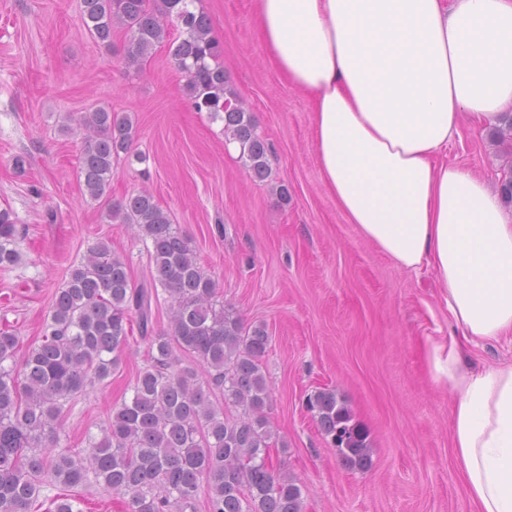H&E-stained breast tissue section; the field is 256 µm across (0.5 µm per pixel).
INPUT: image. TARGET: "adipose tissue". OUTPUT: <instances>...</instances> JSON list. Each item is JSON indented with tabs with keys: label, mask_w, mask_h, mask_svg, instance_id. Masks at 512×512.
<instances>
[{
	"label": "adipose tissue",
	"mask_w": 512,
	"mask_h": 512,
	"mask_svg": "<svg viewBox=\"0 0 512 512\" xmlns=\"http://www.w3.org/2000/svg\"><path fill=\"white\" fill-rule=\"evenodd\" d=\"M271 61L311 97L323 184L396 267L434 273L456 336L428 343L477 512H512V364L462 347L512 334V215L446 162L461 119L512 110V0H257Z\"/></svg>",
	"instance_id": "adipose-tissue-1"
}]
</instances>
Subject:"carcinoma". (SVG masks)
Returning <instances> with one entry per match:
<instances>
[{"instance_id": "cac0c4a2", "label": "carcinoma", "mask_w": 512, "mask_h": 512, "mask_svg": "<svg viewBox=\"0 0 512 512\" xmlns=\"http://www.w3.org/2000/svg\"><path fill=\"white\" fill-rule=\"evenodd\" d=\"M195 0H81L92 38L112 46L124 31L121 54L140 69L158 46L167 47L185 74L192 109L224 121V137L240 148L254 179L268 177L267 145L228 85L218 63L222 48L208 17L191 10ZM182 25L176 38L166 19ZM84 131L80 177L97 201L112 179L113 162L128 155L137 129L128 114L97 107L78 117ZM107 217L138 228L147 243L150 277L136 286L127 263L109 243L91 247L59 288L42 325L41 344L21 364L4 362L19 337L0 329V512H82L78 498L48 487L102 484L127 498L129 512H197L206 483L208 512H303L301 488L277 469L267 417L270 392L261 371L269 345L265 325L247 326L224 304L218 283L201 267L170 214L142 190L106 205ZM21 229L0 210V267L19 260ZM168 294L170 332L154 331L152 304ZM148 343L147 368L132 396L112 405L102 436L76 458L62 448L59 430L67 402L103 381L129 345L131 320ZM189 355L207 375L181 366ZM219 390L224 403L211 399ZM320 431L348 466H371L367 430L330 391L309 397ZM242 409L237 417L226 406Z\"/></svg>"}]
</instances>
